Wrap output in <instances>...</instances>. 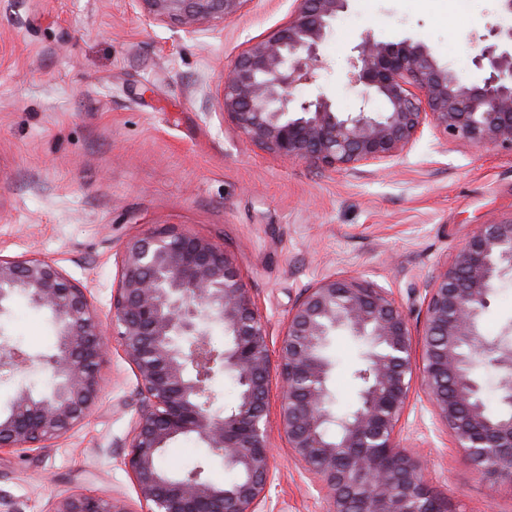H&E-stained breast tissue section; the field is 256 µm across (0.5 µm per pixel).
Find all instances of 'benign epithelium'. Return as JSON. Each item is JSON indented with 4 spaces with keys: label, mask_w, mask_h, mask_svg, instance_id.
<instances>
[{
    "label": "benign epithelium",
    "mask_w": 512,
    "mask_h": 512,
    "mask_svg": "<svg viewBox=\"0 0 512 512\" xmlns=\"http://www.w3.org/2000/svg\"><path fill=\"white\" fill-rule=\"evenodd\" d=\"M148 20L187 33L241 12L247 0H132ZM349 0H296L288 24L255 41L225 70L224 115L269 155L353 173L389 164L425 130L475 147L512 152V24L497 25L461 77L410 36H361L349 57V87L362 101L338 112L316 82L319 47ZM113 333L140 380L143 410L125 466L147 512H262L273 478L268 404L281 380L278 427L292 454L324 486L328 512H444L422 479L421 463L400 449L397 425L415 371L467 460L488 462V480L512 482V348L480 334L499 281L512 273V217L483 224L460 247L426 296L424 330L414 343L392 293L355 278H329L306 290L288 315L276 356L241 273L224 248L177 226L128 240L117 260ZM16 295L49 311L57 327L50 355L31 356L0 337V377L38 363L54 378L47 393L21 390L0 414V450H34L83 422L100 393L106 338L84 288L53 261L0 256V315ZM228 343L214 350L209 327ZM349 329L367 342L359 405L338 419L329 408V362L321 348ZM420 358H415L416 350ZM487 350L500 372L496 413L471 370ZM229 372L240 387L227 410L207 382ZM194 435L233 477L216 483L197 467L161 465L168 444ZM507 467L506 478L498 476ZM53 512H127L116 498L83 493Z\"/></svg>",
    "instance_id": "benign-epithelium-1"
}]
</instances>
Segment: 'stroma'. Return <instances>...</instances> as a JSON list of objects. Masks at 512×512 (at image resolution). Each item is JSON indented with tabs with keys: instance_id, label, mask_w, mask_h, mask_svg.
Wrapping results in <instances>:
<instances>
[{
	"instance_id": "35a3bbf8",
	"label": "stroma",
	"mask_w": 512,
	"mask_h": 512,
	"mask_svg": "<svg viewBox=\"0 0 512 512\" xmlns=\"http://www.w3.org/2000/svg\"><path fill=\"white\" fill-rule=\"evenodd\" d=\"M292 0H246L234 17L191 35L142 17L130 0H0V255L56 261L85 288L99 327L112 333V285L123 243L176 224L232 257L278 343L307 288L330 277L389 289L411 334L423 332L436 276L480 225L512 217V154L425 133L392 167L327 170L270 157L221 114L220 80L249 41L288 20ZM350 0L320 48L316 84L336 108H356L348 57L363 33L411 35L442 62L475 77L480 38L502 23L497 0ZM512 325V279L484 312L493 338ZM0 336L32 354L52 353L51 314L16 296ZM366 346L332 332L333 410L356 408ZM89 417L46 447L0 454V498L17 512H52L67 495L122 498L146 512L124 464L143 409L140 382L117 341L100 366ZM401 447L447 512H512V489L484 480L413 379L397 425ZM273 480L266 512H326L321 483L270 429ZM165 467L229 474L195 437L166 448Z\"/></svg>"
}]
</instances>
